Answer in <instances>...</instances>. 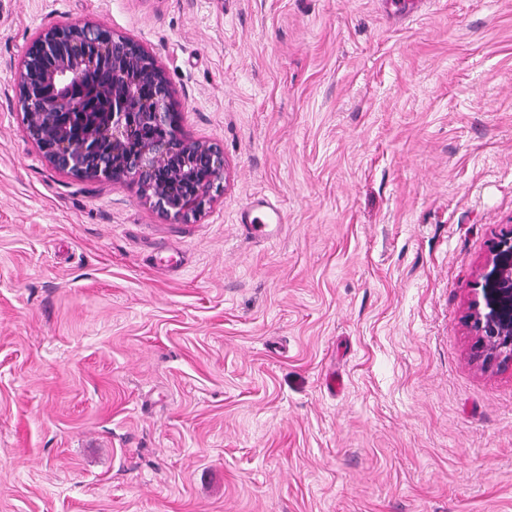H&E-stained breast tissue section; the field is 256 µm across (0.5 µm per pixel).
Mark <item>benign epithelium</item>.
Wrapping results in <instances>:
<instances>
[{"instance_id": "1", "label": "benign epithelium", "mask_w": 512, "mask_h": 512, "mask_svg": "<svg viewBox=\"0 0 512 512\" xmlns=\"http://www.w3.org/2000/svg\"><path fill=\"white\" fill-rule=\"evenodd\" d=\"M95 73L91 96L112 111L77 122L73 91ZM17 86L27 137L53 168L79 181L129 179L166 218L199 214L220 190L223 150L180 136L165 71L134 40L97 23L50 27L31 42ZM479 287L466 316L476 359L512 362V229L493 241Z\"/></svg>"}]
</instances>
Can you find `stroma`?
<instances>
[{
	"label": "stroma",
	"mask_w": 512,
	"mask_h": 512,
	"mask_svg": "<svg viewBox=\"0 0 512 512\" xmlns=\"http://www.w3.org/2000/svg\"><path fill=\"white\" fill-rule=\"evenodd\" d=\"M75 21L222 148L200 215L28 139L14 73ZM511 227L512 0H0V512H512L465 325ZM274 214L278 217L276 209L264 199H257L241 215V221L246 226L247 234L255 240H269L273 233L269 230L268 220Z\"/></svg>",
	"instance_id": "obj_1"
}]
</instances>
